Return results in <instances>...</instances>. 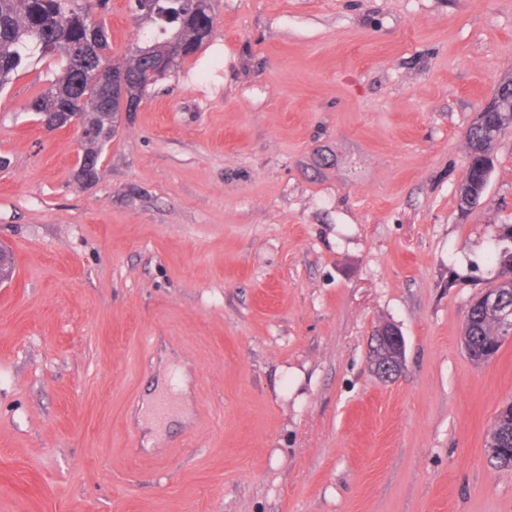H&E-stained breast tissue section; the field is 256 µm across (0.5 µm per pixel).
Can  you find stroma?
I'll list each match as a JSON object with an SVG mask.
<instances>
[{
  "label": "stroma",
  "mask_w": 512,
  "mask_h": 512,
  "mask_svg": "<svg viewBox=\"0 0 512 512\" xmlns=\"http://www.w3.org/2000/svg\"><path fill=\"white\" fill-rule=\"evenodd\" d=\"M110 6L116 58L149 26ZM214 10L92 184L26 110L42 69L0 93V512H512L487 449L512 335L484 363L463 338L508 244L512 128L457 205L512 0ZM373 342L375 355L369 363L372 373L385 381L399 377L405 366V341L401 332L394 324L385 323L374 333Z\"/></svg>",
  "instance_id": "1"
}]
</instances>
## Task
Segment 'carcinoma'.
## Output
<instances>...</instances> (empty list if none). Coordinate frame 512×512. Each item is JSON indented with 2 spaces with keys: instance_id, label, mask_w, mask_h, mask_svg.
Instances as JSON below:
<instances>
[{
  "instance_id": "cac0c4a2",
  "label": "carcinoma",
  "mask_w": 512,
  "mask_h": 512,
  "mask_svg": "<svg viewBox=\"0 0 512 512\" xmlns=\"http://www.w3.org/2000/svg\"><path fill=\"white\" fill-rule=\"evenodd\" d=\"M108 9L109 0H0V92L19 73L49 62L53 78L31 100L28 111L42 121L67 112L78 114L84 131L79 160L89 165L94 176L115 135L120 112L134 111L147 88L158 80L155 63L173 55L170 71H178L207 40L214 25L213 0H133L135 16L152 24L156 33L135 45L123 62L110 65ZM510 127L512 118L499 112L487 125L468 128L472 166L467 181H478L486 163L495 169L490 147ZM505 338L482 308L469 310L464 340L475 360L490 356L492 348L500 349ZM491 436L502 448L496 464L512 467V406L499 410Z\"/></svg>"
}]
</instances>
